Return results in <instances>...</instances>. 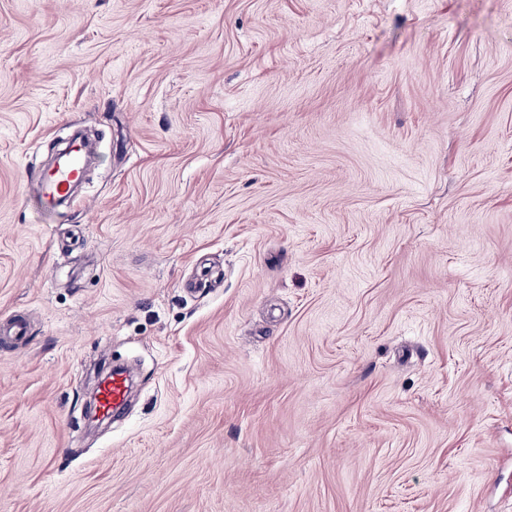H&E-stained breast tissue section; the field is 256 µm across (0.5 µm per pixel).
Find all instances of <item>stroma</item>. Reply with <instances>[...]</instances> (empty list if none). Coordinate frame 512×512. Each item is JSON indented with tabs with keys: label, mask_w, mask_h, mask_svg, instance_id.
<instances>
[{
	"label": "stroma",
	"mask_w": 512,
	"mask_h": 512,
	"mask_svg": "<svg viewBox=\"0 0 512 512\" xmlns=\"http://www.w3.org/2000/svg\"><path fill=\"white\" fill-rule=\"evenodd\" d=\"M18 313L0 512H512V0H0ZM86 163V154L82 146L72 147L69 161L54 170L40 171L38 182L40 191L38 206L45 214L57 213L54 202L62 200V204L69 201L76 182L80 179ZM60 205V206H61ZM127 390L125 375L122 372L113 371L100 381L91 395L99 413L104 417H112V411L125 404Z\"/></svg>",
	"instance_id": "1"
}]
</instances>
